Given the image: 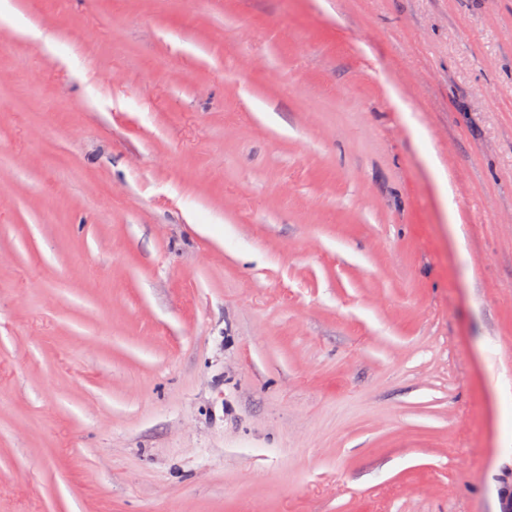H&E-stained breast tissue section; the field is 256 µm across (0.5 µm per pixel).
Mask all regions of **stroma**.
Wrapping results in <instances>:
<instances>
[{"mask_svg": "<svg viewBox=\"0 0 512 512\" xmlns=\"http://www.w3.org/2000/svg\"><path fill=\"white\" fill-rule=\"evenodd\" d=\"M9 3L0 512H500L512 0Z\"/></svg>", "mask_w": 512, "mask_h": 512, "instance_id": "35a3bbf8", "label": "stroma"}]
</instances>
